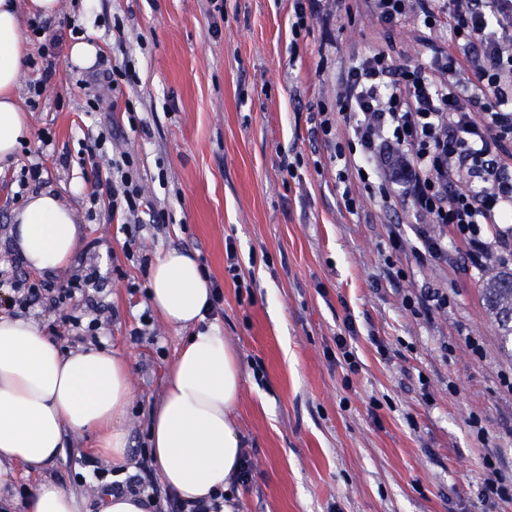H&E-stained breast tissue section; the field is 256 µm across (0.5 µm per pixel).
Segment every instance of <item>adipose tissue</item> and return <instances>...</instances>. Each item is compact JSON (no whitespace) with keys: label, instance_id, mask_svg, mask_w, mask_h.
Masks as SVG:
<instances>
[{"label":"adipose tissue","instance_id":"ef3b65f1","mask_svg":"<svg viewBox=\"0 0 512 512\" xmlns=\"http://www.w3.org/2000/svg\"><path fill=\"white\" fill-rule=\"evenodd\" d=\"M60 0H0V164H10L29 131L17 94L27 66L29 17L51 18ZM27 267L66 268L81 246L72 212L49 193L30 195L14 226ZM148 296L169 325L188 336L172 362L151 412L148 444L163 485L185 501L224 495V512L242 465V443L231 413L241 367L221 327L208 321L212 288L196 258L172 249L158 256ZM133 399L129 364L103 346L67 351L44 326L24 317L0 318V487L18 471L40 474L64 448L63 437L88 431L113 468L129 471L125 425ZM85 502L52 480L38 482L22 512H83Z\"/></svg>","mask_w":512,"mask_h":512}]
</instances>
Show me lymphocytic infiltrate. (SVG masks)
I'll return each instance as SVG.
<instances>
[{
	"instance_id": "f902f5d3",
	"label": "lymphocytic infiltrate",
	"mask_w": 512,
	"mask_h": 512,
	"mask_svg": "<svg viewBox=\"0 0 512 512\" xmlns=\"http://www.w3.org/2000/svg\"><path fill=\"white\" fill-rule=\"evenodd\" d=\"M371 15L395 25L413 21L445 30L447 46L429 43L428 58L399 67L371 50L341 75L335 110L319 109L315 133L334 148L336 179L349 212L361 206L349 184L360 179L386 213L411 201L421 228L420 256L448 258V232L456 230L473 264L494 257L512 264V163L494 156L512 141V0H366ZM345 128V142L335 141ZM91 203L106 205L121 221L126 248L136 244L143 221L168 223L169 215L145 196L137 160L113 156L97 173ZM96 272L54 284L24 278L10 282L0 309L28 308L50 293L55 308L87 297ZM112 491L144 494L160 512H222L217 502L187 504L152 477L149 465Z\"/></svg>"
}]
</instances>
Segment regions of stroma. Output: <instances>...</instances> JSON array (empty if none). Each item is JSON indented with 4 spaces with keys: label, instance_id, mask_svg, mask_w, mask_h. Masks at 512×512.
I'll use <instances>...</instances> for the list:
<instances>
[{
    "label": "stroma",
    "instance_id": "1",
    "mask_svg": "<svg viewBox=\"0 0 512 512\" xmlns=\"http://www.w3.org/2000/svg\"><path fill=\"white\" fill-rule=\"evenodd\" d=\"M62 3L60 17L43 21L51 58L41 57L44 38L27 44L35 65L20 96L31 131L0 171V275L29 272L11 231L20 176L39 165L26 190L52 192L83 232L79 256L50 279L99 272L85 314L130 363L132 461L148 445L150 411L186 336L151 308L140 259L179 249L221 285L215 321L240 359L233 418L252 469L232 489L237 512H512L511 500L481 496L493 472L512 476V360L482 306L483 267L453 236L444 262L392 251L391 233L414 235L411 210L384 215L357 182L362 208L351 214L332 147L310 135L313 112L335 107L339 73L358 55L379 49L400 66L424 62L420 25L382 24L362 0H335L333 21L315 18L298 38L293 0H223L220 14L211 0ZM76 25L97 47L85 69L69 61ZM122 59L136 72L118 95L144 121L134 130L126 112L87 105ZM113 121L122 131L103 153L136 155L146 192L171 216L162 228L144 225L130 255L107 207L89 200L95 172L83 159ZM230 241L252 290L227 274ZM391 263L403 279L391 280ZM436 291L447 307L418 309ZM340 334L356 370L329 356ZM96 454L93 434L70 435L44 470L82 495L87 512L97 509L96 482L74 475L81 457Z\"/></svg>",
    "mask_w": 512,
    "mask_h": 512
}]
</instances>
